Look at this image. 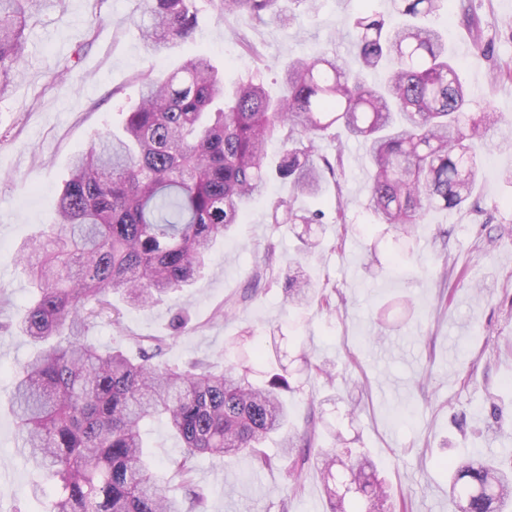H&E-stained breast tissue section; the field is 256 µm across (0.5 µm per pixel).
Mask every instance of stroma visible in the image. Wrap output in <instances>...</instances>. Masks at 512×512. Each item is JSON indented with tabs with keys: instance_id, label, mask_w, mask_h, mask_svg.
<instances>
[{
	"instance_id": "stroma-1",
	"label": "stroma",
	"mask_w": 512,
	"mask_h": 512,
	"mask_svg": "<svg viewBox=\"0 0 512 512\" xmlns=\"http://www.w3.org/2000/svg\"><path fill=\"white\" fill-rule=\"evenodd\" d=\"M195 4L192 37L159 54L146 47L136 24L141 0H104L98 23L88 0H64L31 17L24 74L0 100V321L15 318L28 298L19 247L54 222L72 157L119 128L139 97L143 73L165 76L204 49L226 90L255 70L274 93L288 58L325 51L355 63L352 12L390 9L389 0H318L312 9L287 0L289 23L252 29L224 17L211 0ZM462 4L480 29L457 22L448 32L459 48L461 80L479 110L503 120L475 141L483 167L463 207L432 211L411 241H394L363 206L370 164L362 145L343 129L330 131L317 140L316 152L341 158L343 169L321 197L297 201L324 213L325 232L306 271L325 304H288L286 261L297 254L304 227L273 223L272 199L290 194L277 181L270 195L250 202L246 222L216 243L208 273L192 288L125 310L122 329L100 324L89 332L100 347L119 344L133 352L138 337L170 336L179 307L190 322L170 337V361L220 365L231 357L250 365L256 379L268 369L253 358L256 340L277 345L286 354L291 389L285 397L296 431L313 414L317 445L367 452L395 506L406 512H449L440 460L461 462L477 449L490 454L512 446V182L504 177L512 169L506 142L512 79L490 80L496 65L512 63V0H450L438 23ZM244 36L258 57L242 51ZM476 37L487 57L468 50ZM80 44L85 51L77 59ZM229 300L234 311L219 316ZM32 352L26 337H0V512L50 510V483L20 454L8 403L14 371ZM314 363L327 364L333 384L311 374ZM493 403L500 408L496 418ZM147 430V453L161 482L177 488L178 438L161 419ZM266 452L271 463L263 467L248 453L227 467L206 455L194 460L192 480L206 496L207 512H328L316 466L306 465L303 490L295 495L287 490L288 457L272 444ZM37 485L43 493L36 497Z\"/></svg>"
}]
</instances>
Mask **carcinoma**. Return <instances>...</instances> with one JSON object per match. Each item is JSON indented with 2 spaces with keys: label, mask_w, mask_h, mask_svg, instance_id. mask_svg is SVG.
Listing matches in <instances>:
<instances>
[{
  "label": "carcinoma",
  "mask_w": 512,
  "mask_h": 512,
  "mask_svg": "<svg viewBox=\"0 0 512 512\" xmlns=\"http://www.w3.org/2000/svg\"><path fill=\"white\" fill-rule=\"evenodd\" d=\"M64 0H0V96L25 60L27 20ZM151 23L142 31L155 53L191 37L194 0H142ZM224 15L253 27L283 22L282 0H215ZM402 21L358 14L350 37L359 63L353 72L335 55L288 62L283 92L274 99L253 75L232 95L200 52L164 78H142L139 100L121 129L71 162L56 201L57 219L18 251L32 297L18 320L0 333H18L35 348L16 373L12 405L27 463L47 473L55 495L50 512H206L205 496L190 488L192 461L208 455L223 465L277 439L293 458L288 476L301 488L304 465H321L330 512H347L336 484L359 495V512H391L390 487L363 452L342 460L315 447L295 454L282 392L290 384L280 360L254 383L231 361L216 369L203 361L163 360L167 340L136 339L138 355L104 350L88 338L98 323L121 326L126 308H140L193 285L211 249L246 217L249 200L272 177L288 181L292 196L272 201L276 224H314L294 202L323 192L326 171L316 139L342 126L371 159L366 209L377 224L412 235L434 209H455L472 196L481 157L469 142L499 122L494 112L471 115L473 99L448 53L445 32L432 18L442 0H391ZM387 68L382 84L370 72ZM282 143L275 169L268 145ZM317 286L302 265L288 274V301L302 307ZM166 420L181 442L174 468L189 487L191 507L158 484L145 452L144 429ZM465 512H503L512 501V465L470 460L449 484Z\"/></svg>",
  "instance_id": "carcinoma-1"
}]
</instances>
